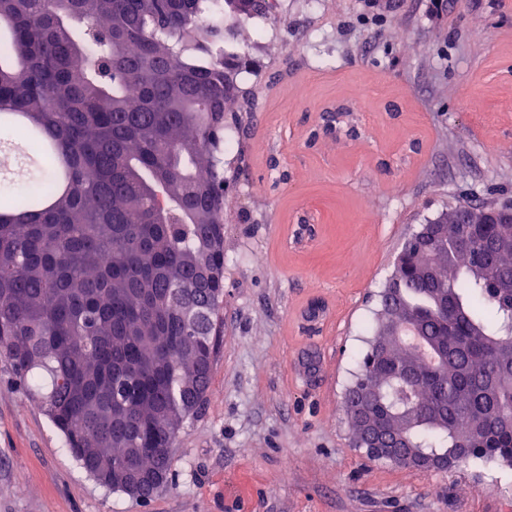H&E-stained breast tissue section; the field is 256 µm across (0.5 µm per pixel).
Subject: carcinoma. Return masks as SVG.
I'll use <instances>...</instances> for the list:
<instances>
[{
	"label": "carcinoma",
	"instance_id": "cac0c4a2",
	"mask_svg": "<svg viewBox=\"0 0 512 512\" xmlns=\"http://www.w3.org/2000/svg\"><path fill=\"white\" fill-rule=\"evenodd\" d=\"M216 0H0V114L23 113L45 179L0 196V359L101 487L131 464L151 496L174 432L210 382L224 297V113L241 58ZM278 0H221L277 22ZM413 244L381 320L419 317L417 341L360 361L376 416L412 413L411 445L453 464L512 466V229L448 225L435 274Z\"/></svg>",
	"mask_w": 512,
	"mask_h": 512
}]
</instances>
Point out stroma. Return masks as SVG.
<instances>
[{"instance_id": "obj_1", "label": "stroma", "mask_w": 512, "mask_h": 512, "mask_svg": "<svg viewBox=\"0 0 512 512\" xmlns=\"http://www.w3.org/2000/svg\"><path fill=\"white\" fill-rule=\"evenodd\" d=\"M393 2L377 30L361 0H280L239 37L258 109L224 120V298L166 485H97L0 360V512H512V466L372 460L343 411L404 243L512 204V0Z\"/></svg>"}]
</instances>
